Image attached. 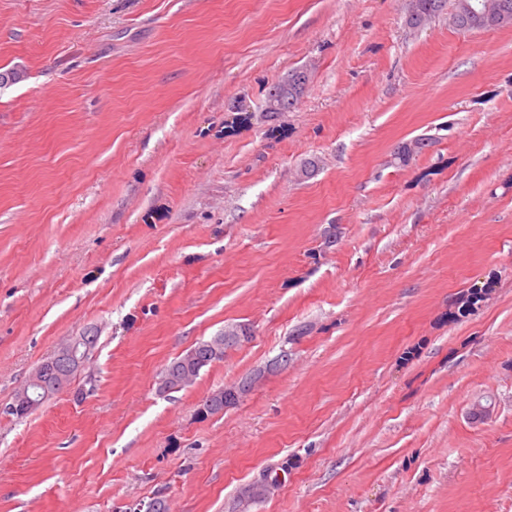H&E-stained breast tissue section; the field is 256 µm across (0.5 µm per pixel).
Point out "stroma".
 <instances>
[{
    "instance_id": "1",
    "label": "stroma",
    "mask_w": 512,
    "mask_h": 512,
    "mask_svg": "<svg viewBox=\"0 0 512 512\" xmlns=\"http://www.w3.org/2000/svg\"><path fill=\"white\" fill-rule=\"evenodd\" d=\"M407 2L0 0V512H512V26ZM412 10L408 12L407 23L413 27L421 26L425 21L443 11L446 0H411ZM307 74L302 70L288 73V77L275 84L269 91L267 100H273L276 108L272 112H283L294 108L303 96ZM245 337V336H241ZM241 337L234 339L225 344L222 353V356L218 358L213 357V351L209 347V341L200 342L195 349L196 351V367L195 368H186L181 361L183 360V356H179L173 359L166 367L164 368L161 379L159 383V390L161 392H174L181 390L189 385H191L197 377L200 375L201 371L209 366L210 364L221 361L224 358V349L226 350L228 347H232L235 344L241 342ZM162 385H166L168 391H162ZM58 348L52 356L39 364L32 372L27 384L16 391L13 401L8 407L10 414L23 418L39 408L48 398L58 393L68 386L75 377L77 370L73 367L70 359L58 353ZM36 373V378L31 382L32 376ZM27 387L28 395L32 401L28 406H20L17 411H10L12 404H17V397ZM238 394L233 388L225 389V391H219L215 394H211L203 400L200 408L202 414H214L224 410V406H230L233 401H236ZM231 401L229 404L228 402Z\"/></svg>"
}]
</instances>
